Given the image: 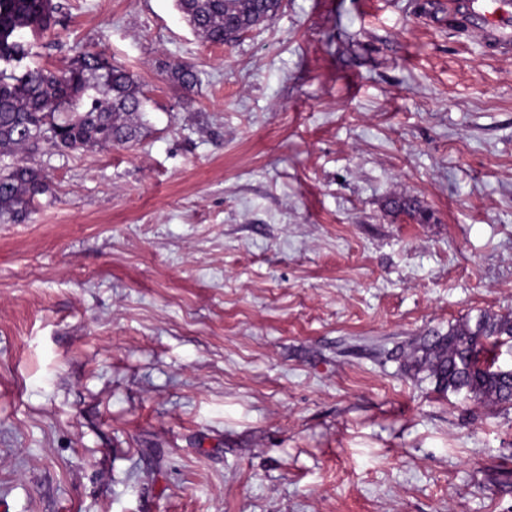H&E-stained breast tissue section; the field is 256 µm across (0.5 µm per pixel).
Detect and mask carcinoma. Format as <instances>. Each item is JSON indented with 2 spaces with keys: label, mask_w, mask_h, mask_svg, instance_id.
Listing matches in <instances>:
<instances>
[{
  "label": "carcinoma",
  "mask_w": 512,
  "mask_h": 512,
  "mask_svg": "<svg viewBox=\"0 0 512 512\" xmlns=\"http://www.w3.org/2000/svg\"><path fill=\"white\" fill-rule=\"evenodd\" d=\"M182 18L211 43L224 44L273 20L281 0H176ZM55 0H0V222L25 221L53 192L27 156L127 145L147 123L136 74L99 53L78 50L63 72L26 64L44 33L59 23ZM170 77L194 89L191 64H166ZM512 314L483 311L400 352L402 367L426 374L438 392L465 393L477 404L512 408Z\"/></svg>",
  "instance_id": "carcinoma-1"
}]
</instances>
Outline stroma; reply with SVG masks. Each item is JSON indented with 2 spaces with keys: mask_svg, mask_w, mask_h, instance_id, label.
<instances>
[{
  "mask_svg": "<svg viewBox=\"0 0 512 512\" xmlns=\"http://www.w3.org/2000/svg\"><path fill=\"white\" fill-rule=\"evenodd\" d=\"M61 2L39 64L101 52L150 125L32 156L55 193L0 223V512H512V409L395 356L512 311V55L448 0H283L224 45ZM170 77L186 90L194 89L199 82V75L191 64L177 62L165 64Z\"/></svg>",
  "mask_w": 512,
  "mask_h": 512,
  "instance_id": "stroma-1",
  "label": "stroma"
}]
</instances>
